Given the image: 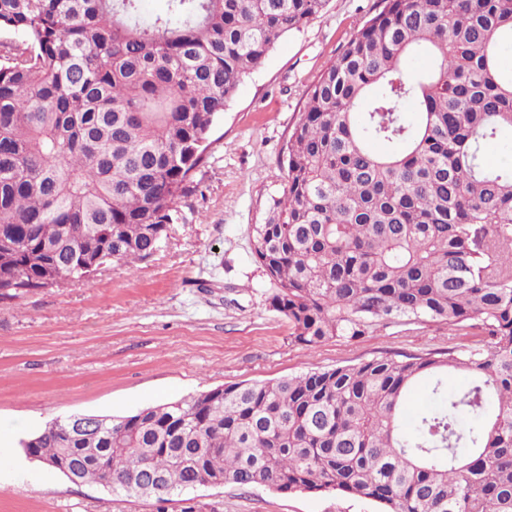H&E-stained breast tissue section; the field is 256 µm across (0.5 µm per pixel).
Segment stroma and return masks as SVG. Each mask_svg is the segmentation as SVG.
<instances>
[{"instance_id":"1","label":"stroma","mask_w":512,"mask_h":512,"mask_svg":"<svg viewBox=\"0 0 512 512\" xmlns=\"http://www.w3.org/2000/svg\"><path fill=\"white\" fill-rule=\"evenodd\" d=\"M383 0H327L284 35L245 77L215 124L199 188L183 202L162 249L134 265L115 262L90 280L0 300V440L15 464L0 467V512H183L95 484L76 485L29 459L19 443L74 413L125 416L244 381H266L380 356L446 354L484 336L435 325H388L309 348L268 301L272 285L252 254L286 189L283 159L310 87ZM217 512H378L335 493L201 486Z\"/></svg>"}]
</instances>
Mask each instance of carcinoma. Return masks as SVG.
Returning a JSON list of instances; mask_svg holds the SVG:
<instances>
[{
	"instance_id": "carcinoma-1",
	"label": "carcinoma",
	"mask_w": 512,
	"mask_h": 512,
	"mask_svg": "<svg viewBox=\"0 0 512 512\" xmlns=\"http://www.w3.org/2000/svg\"><path fill=\"white\" fill-rule=\"evenodd\" d=\"M327 0H0V298L152 258L196 191L240 81ZM512 0H386L309 89L286 201L252 226L271 305L314 348L381 323L487 340L381 356L35 435L81 483L155 496L220 483L380 512H512ZM430 64L414 73L409 60ZM455 370L466 387L448 391ZM428 379L427 407L405 413ZM488 164L497 166L505 161L512 162V135L504 134L501 140L491 143L486 149Z\"/></svg>"
}]
</instances>
